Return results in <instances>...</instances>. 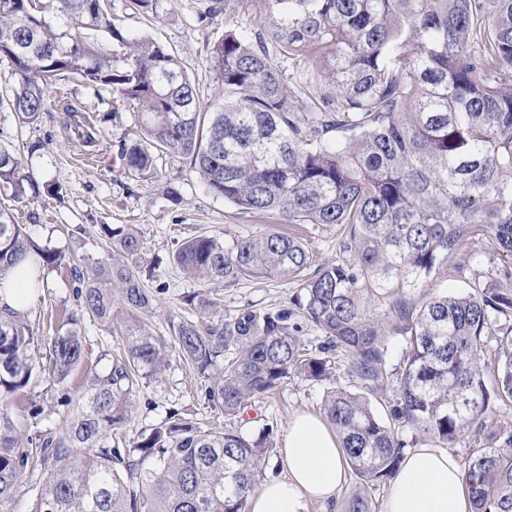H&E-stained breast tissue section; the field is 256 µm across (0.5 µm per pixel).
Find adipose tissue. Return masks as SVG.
I'll list each match as a JSON object with an SVG mask.
<instances>
[{"mask_svg": "<svg viewBox=\"0 0 512 512\" xmlns=\"http://www.w3.org/2000/svg\"><path fill=\"white\" fill-rule=\"evenodd\" d=\"M25 260L0 285V307L29 308L48 270ZM286 473L258 484L248 498L250 512H303L304 503L332 502L345 480L340 444L326 423L309 414L293 417L284 448ZM383 512H471L469 492L456 459L425 443L408 452L391 482Z\"/></svg>", "mask_w": 512, "mask_h": 512, "instance_id": "ef3b65f1", "label": "adipose tissue"}]
</instances>
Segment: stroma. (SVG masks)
I'll return each mask as SVG.
<instances>
[{"mask_svg": "<svg viewBox=\"0 0 512 512\" xmlns=\"http://www.w3.org/2000/svg\"><path fill=\"white\" fill-rule=\"evenodd\" d=\"M112 8L124 30L152 35L176 55L204 102L213 100L220 90L210 61L214 42L228 25L247 34L252 31L249 23L237 16L199 19L200 0H172L167 12L157 17L129 9L127 0H112ZM46 94L47 107L39 121L31 125L20 123L7 105H0V146L20 156L23 174L40 185L59 182L63 193L58 199L42 192L12 205L16 223L25 225L34 240L65 256L61 268L53 271L48 288L26 310L28 326L39 338L51 339L58 328L57 314L76 305V268L87 257H110L99 234L100 226L132 224L144 242L140 265L153 270L144 283L160 292L152 328L159 335H172V321L182 313V297L203 287L201 281L171 263L170 256L178 244L200 234L218 236L229 244L240 237L276 231V221L253 217L208 194L189 159L178 154L157 153L156 174L150 180L140 181L128 175L121 147L138 134L135 102L114 99L106 90L73 76L53 81ZM67 103L97 120L100 132L96 146L83 148L70 141L63 110ZM511 264V257L476 238L455 251L447 272L431 280L430 287L438 292L460 293L466 291L469 277L480 274L493 279L500 269ZM293 291V286L283 281H245L222 289L217 313L232 315L250 305L278 308L287 304ZM85 336L92 349L87 367L76 368L63 382L51 373H40L32 378L23 400L12 403V416L22 435L60 429L73 411L65 403V395L73 394L88 366L106 370L107 364L100 356L116 349L115 337L91 322L85 325ZM332 382L345 386L349 379L340 368L328 383L302 377L288 379L274 394L256 401L247 413L235 418V425L247 432L273 427L277 454L265 467V476L283 472L279 451L285 446L290 420L301 412L322 416L324 397ZM205 393L204 380L177 352H170L161 380L142 381L137 389L131 417L123 436L115 440V447H130L142 431L173 412L203 425H224V416L211 410Z\"/></svg>", "mask_w": 512, "mask_h": 512, "instance_id": "stroma-1", "label": "stroma"}]
</instances>
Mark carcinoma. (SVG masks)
<instances>
[{"instance_id": "cac0c4a2", "label": "carcinoma", "mask_w": 512, "mask_h": 512, "mask_svg": "<svg viewBox=\"0 0 512 512\" xmlns=\"http://www.w3.org/2000/svg\"><path fill=\"white\" fill-rule=\"evenodd\" d=\"M129 2L157 17L170 0ZM201 2L204 19L242 14L256 27L215 41L222 91L207 104L163 44L117 27L110 0H0V58L16 76L9 109L38 121L62 73L108 87L138 104V137L122 148L131 176L154 177L157 151L181 154L208 193L244 213L336 229V258L316 262L292 232L229 246L190 237L171 255L186 274L226 288L276 278L296 291L286 307L228 317L213 314V293L186 295L167 338L147 324L158 291L142 282L135 226L100 225L112 261L76 276V308L46 364L21 312L0 309V512H14L28 471L43 483L27 512H245L274 454L270 427L247 434L172 413L129 448L106 444L173 349L229 418L291 377L331 378L341 359L350 385L328 390L323 410L345 462L371 486L394 478L406 434L448 445L482 429L493 401L512 403V288L477 277L464 295L428 288L469 239L485 235L512 257V0ZM301 70L323 87L311 92ZM74 124L83 144L96 142L93 121ZM28 187L17 155L1 148L6 200ZM29 256L62 265L0 204V283ZM87 321L120 337L122 352L81 382L61 432L21 439L10 397L46 366L63 382L85 363ZM312 330L324 337L315 349L303 340ZM463 476L472 512H512L511 424L471 449ZM342 512L378 505L355 492Z\"/></svg>"}]
</instances>
